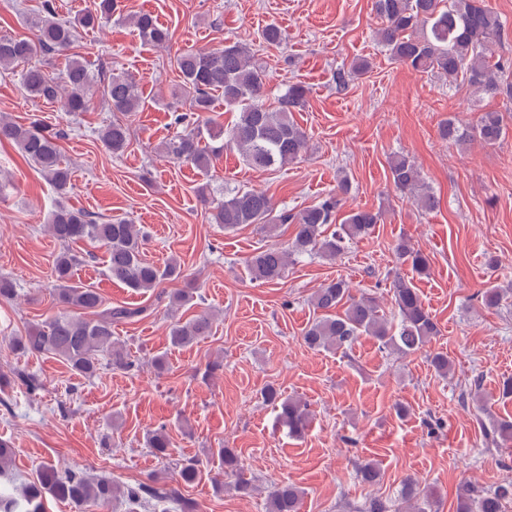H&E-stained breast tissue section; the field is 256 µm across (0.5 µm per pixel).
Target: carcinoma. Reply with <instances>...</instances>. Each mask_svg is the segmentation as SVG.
<instances>
[{"label": "carcinoma", "instance_id": "carcinoma-1", "mask_svg": "<svg viewBox=\"0 0 512 512\" xmlns=\"http://www.w3.org/2000/svg\"><path fill=\"white\" fill-rule=\"evenodd\" d=\"M115 0H96L93 10L72 20L55 17L52 0H42L41 9L29 16L30 37H0V70L11 71L18 65L26 93L38 100L55 103L60 111L70 114L88 112L96 98L114 112L129 116L144 104L135 78L126 73L96 74L73 48L81 32L99 28L112 19ZM375 10L382 19L376 37L391 60L413 70L439 76L450 85L468 84L478 93H503L512 99V83L504 82V68L494 60V47L501 38L504 24L487 9L483 0H375ZM141 40L153 47L164 48L171 40L168 28L150 13L132 18ZM46 55L66 57L61 77L43 69L40 58ZM179 73L180 97L188 103V112L175 116L182 131L164 143L167 157L208 173L213 160L226 147L235 149L250 167L268 170L295 162L307 149L308 135L292 117L307 101L308 88L291 84L271 108L264 101L266 75L254 62L250 48L239 42L224 44L220 49H186L174 57ZM368 63L361 61L351 69L339 68L334 73L336 90L343 91L355 73H365ZM224 98V106L237 112L234 124L226 128L202 114L214 111V96ZM504 133L503 120L497 112L483 113L476 124L463 126L453 120L440 128L442 138L463 144L478 141L490 146ZM99 140L114 155L123 154L130 145L128 123L114 119L98 133ZM60 133L34 120L29 124L14 122L0 114V142L14 144L21 155L33 162L55 192L64 196L72 188L71 171L61 156ZM389 172L395 189L406 195L422 211L438 205L437 197L426 183L420 168L405 155L389 161ZM350 191L344 179L336 193L318 204L296 213L273 214L271 199L255 189L234 190L223 200H209L207 186L200 188L202 201L209 206L210 222L226 230L242 224H259L271 228L276 224L295 227L290 243L272 245L253 253L246 261L251 278L273 284L280 281L289 263L304 255H317L330 261L343 254L346 245L371 232L380 223L381 214L357 208L335 222L341 196ZM334 229H329V226ZM45 231L61 246L54 259V300L59 310L25 335L13 339L15 350L32 355H52L63 360L76 375L92 378L100 369L99 355L108 357L115 370L130 371L136 366L126 345L114 338L112 326L145 314L144 307L105 306L99 291L73 279V269L80 257L71 245L78 242L98 244L105 249L106 271L110 278L138 292H153L167 281L182 276L181 264L174 257L159 266L143 258L145 235L135 224L122 218L99 222L88 213L61 203L50 211ZM397 259L419 276L430 271L429 257L405 237L394 244ZM390 292L397 309L398 322L380 314L377 297L363 293L356 296L343 279L331 281L311 297L314 311L319 313L303 331V341L311 349L347 352L360 336H371L379 346L400 355L426 354L435 372L446 376L451 365L448 356L428 350L438 335V327L424 307L417 289L401 276L391 281ZM213 327L212 316L201 313L169 326L171 346L184 347L208 336ZM264 400L278 409V416L288 427V434L300 437L309 426L308 404L284 398L272 386L265 389ZM492 443L502 447L512 444V422L494 421L485 429ZM156 457L170 456L172 442L166 427L161 426L147 438ZM218 471L212 477L215 485L224 486L223 477L237 476L235 490L251 495L253 481L240 476L242 465L234 448L217 450ZM204 464L196 458L180 463L175 485L155 487L138 483L119 487L107 478L87 479L65 471L53 463L43 464L24 494L15 497L0 492V512H45L48 495L79 506L107 507L122 499L131 507L145 502L174 503L180 512H195L192 501L180 495L179 486L195 484L202 476ZM357 477L364 485L379 479L373 462L362 464ZM304 492L290 484L270 485L266 498L267 512H300ZM408 512H432L433 500L428 491L409 478L401 489ZM512 500V483L477 491L473 486H460L457 512H503L504 503Z\"/></svg>", "mask_w": 512, "mask_h": 512}]
</instances>
